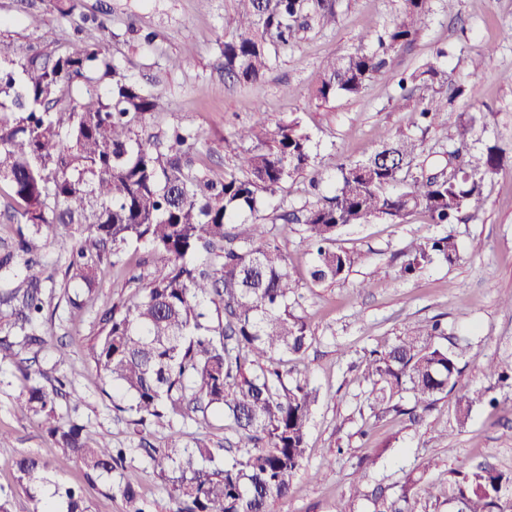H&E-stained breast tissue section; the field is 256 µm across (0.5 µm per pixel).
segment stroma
<instances>
[{"label": "stroma", "instance_id": "35a3bbf8", "mask_svg": "<svg viewBox=\"0 0 512 512\" xmlns=\"http://www.w3.org/2000/svg\"><path fill=\"white\" fill-rule=\"evenodd\" d=\"M401 0H336V24H311L296 45L280 51L273 68L253 87L224 80V17L234 0H81L79 15L63 18L51 0H0V49L19 55L44 49L45 29L60 42L75 36L80 14H97L101 24L84 36L117 53L133 77L152 72L165 109L147 120L151 132L176 125L198 128L208 148L198 164L215 176L235 171L224 153V139L236 130L294 119L310 137L319 168L327 177L338 165L373 151L383 134H410L419 97L395 102L399 73L413 71L432 58L436 48L451 51L448 67L467 85L465 97L453 99L455 111L480 115L477 136L505 151L504 164L484 183L486 205L457 224L433 225L423 214L403 224L375 222L341 230L336 245L363 252L366 261L335 283L315 285L308 269L313 254L298 225L280 220L282 211L300 208L309 199L308 178L298 176L266 196L262 213L270 239L288 257V269L300 284L298 314L313 333L310 348L288 358L291 376L308 374L318 392L307 424V451L287 500L272 503V512H371L366 491L383 486L399 492L416 480L419 512H457L445 489L452 473L486 463L512 473V379L485 376L490 362L512 365V0H431V11L414 42L396 52L390 66L356 97L339 96L318 104L314 91L327 59L350 52L369 29L390 23ZM154 33L143 44L138 31ZM489 49L480 70L470 59ZM188 54L191 66L172 69L170 56ZM451 234L460 258L455 264L434 261L417 275L401 274L403 253L414 239ZM149 247H127L118 265L103 263L98 285L82 310L67 305L61 286L65 252L57 239L44 251V298L53 315L42 347L23 349L36 369L67 375L80 402L58 400L60 420H77L93 439L126 449L123 469L90 479L82 466L64 457L43 431L38 418H23L15 406L25 380L17 363L0 362V500L8 512H34L18 480L15 461L32 454L46 463L53 479L81 486L90 512H125L117 485L133 484L154 512H173L165 483L154 473L131 426L117 419L109 387L88 356L99 332L103 303L133 302L143 293L142 278L157 263ZM440 318L448 326L445 346L456 347L462 373L455 393L438 400L418 420L390 413L377 417L364 376L366 353L393 344L407 325ZM67 344L69 356L58 363L55 348ZM489 389L496 406H474L465 424L455 419L458 393ZM173 430L156 432L157 448H190L207 442L217 463H230L226 443L235 433L217 411L175 417Z\"/></svg>", "mask_w": 512, "mask_h": 512}]
</instances>
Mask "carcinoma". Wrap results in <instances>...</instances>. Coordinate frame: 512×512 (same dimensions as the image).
I'll list each match as a JSON object with an SVG mask.
<instances>
[{
	"label": "carcinoma",
	"mask_w": 512,
	"mask_h": 512,
	"mask_svg": "<svg viewBox=\"0 0 512 512\" xmlns=\"http://www.w3.org/2000/svg\"><path fill=\"white\" fill-rule=\"evenodd\" d=\"M402 10L382 31L365 35L354 51L326 62L315 100L355 97L386 70L398 49L411 44L429 13V0H401ZM336 24L335 0H235L224 18L221 54L224 73L251 87L272 68L273 53L293 46L308 18ZM49 51L18 57L0 50V183L11 190L7 220L16 225V245L0 251V362L19 355L12 336L33 347L45 343L41 253L49 237L66 245L64 288L73 309L96 288L100 265L121 262L131 242L145 243L159 256L145 295L132 305L106 303L89 356L99 376L112 385V407L128 414L138 435L154 427L173 428L172 414L184 401L222 410L241 441V457L224 467L203 468L209 446L147 448L153 471L170 485L176 512H269L288 497L306 454V426L316 402L309 378L288 379L284 356L305 352L312 334L295 313L291 298L299 283L288 258L268 242L259 215L262 195L309 174L322 192L325 177L315 165L309 136L292 119L272 134L242 128L224 138L238 172L216 178L195 167L200 132L177 126L164 136L146 130L148 115L162 109L154 81L128 76L115 54L94 43L61 44L47 30ZM439 49L433 61L397 81L398 100L416 83L451 81ZM480 117L448 111V99L433 93L417 111L416 127L436 124L448 144L428 166L417 162L423 140L383 135L366 157L340 165L334 194L279 215L299 224L315 255L308 270L317 284L346 277L363 261L335 246L338 232L374 221L402 224L424 214L431 224H453L465 211L482 210L484 181L497 174L503 150H480L470 140ZM403 272L413 274L441 258L452 265L459 246L449 235L414 240L404 252ZM446 328L435 320L417 322L366 359L376 404H393L408 392L414 408L427 411L456 387L457 354L437 338ZM79 395L65 375L26 373L16 404L23 417L38 416L53 444L77 460L86 477L122 464L126 449L91 444L84 427L55 416V396ZM486 391L457 397L463 423ZM19 481L30 490L47 482L46 465L34 456L16 461ZM512 475L479 466L454 473L448 498L458 512H501V494ZM115 491L125 512H152L134 485ZM405 486L392 496L380 486L369 499L371 512H417ZM54 496L66 512H88L81 490L59 486Z\"/></svg>",
	"instance_id": "1"
}]
</instances>
